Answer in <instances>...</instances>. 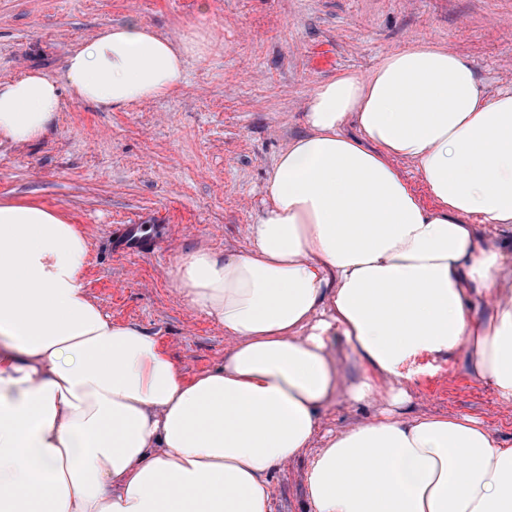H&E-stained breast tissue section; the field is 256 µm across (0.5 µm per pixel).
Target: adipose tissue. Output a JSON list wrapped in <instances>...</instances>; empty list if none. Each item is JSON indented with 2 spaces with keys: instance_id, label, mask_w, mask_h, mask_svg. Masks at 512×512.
Returning a JSON list of instances; mask_svg holds the SVG:
<instances>
[{
  "instance_id": "1",
  "label": "adipose tissue",
  "mask_w": 512,
  "mask_h": 512,
  "mask_svg": "<svg viewBox=\"0 0 512 512\" xmlns=\"http://www.w3.org/2000/svg\"><path fill=\"white\" fill-rule=\"evenodd\" d=\"M189 49L131 17L105 25L57 76L0 81V139L41 140L69 101L124 111L169 94ZM305 123L248 248L174 266L180 294L232 341L188 381L90 297L78 225L0 202V512H271L267 471L309 448L343 390L337 334L363 367L343 390L354 401L403 405L391 380L410 359L463 347L512 404V289L499 283L512 254L474 234L512 225V89L484 95L465 58L419 41L321 84ZM493 284L494 314L474 318ZM306 484L307 512H512V448L468 417L392 412L329 436ZM394 165L399 169L405 179L409 182L412 190L417 195L420 203L431 209L435 206L434 200L430 196L425 183L421 179L419 173L417 172L415 166L405 160L396 159L394 160Z\"/></svg>"
}]
</instances>
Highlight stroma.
Instances as JSON below:
<instances>
[{
	"label": "stroma",
	"mask_w": 512,
	"mask_h": 512,
	"mask_svg": "<svg viewBox=\"0 0 512 512\" xmlns=\"http://www.w3.org/2000/svg\"><path fill=\"white\" fill-rule=\"evenodd\" d=\"M130 16L193 44L185 83L125 111L70 103L44 140L0 144V200L54 207L80 225L91 296L113 322L156 337L188 380L223 364L230 344L169 271L196 247L220 256L245 247L268 174L305 132L318 85L428 40L467 59L485 94L512 86V0H0V81L29 68L57 73L71 46ZM132 222L154 252H115L114 229ZM403 372V418L467 416L512 447V405L476 378L464 351L418 355ZM386 408L339 395L320 433ZM308 464L303 456L268 472L274 512H304Z\"/></svg>",
	"instance_id": "1"
}]
</instances>
